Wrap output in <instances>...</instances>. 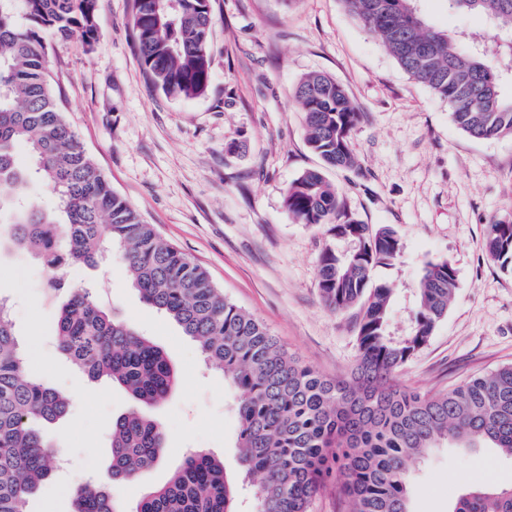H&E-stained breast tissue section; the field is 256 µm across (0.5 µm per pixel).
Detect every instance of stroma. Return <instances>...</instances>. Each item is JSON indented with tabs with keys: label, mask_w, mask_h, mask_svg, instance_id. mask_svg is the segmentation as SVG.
<instances>
[{
	"label": "stroma",
	"mask_w": 512,
	"mask_h": 512,
	"mask_svg": "<svg viewBox=\"0 0 512 512\" xmlns=\"http://www.w3.org/2000/svg\"><path fill=\"white\" fill-rule=\"evenodd\" d=\"M418 9L441 30L494 34L483 17L450 12L444 0H419ZM212 11L211 83L192 100L169 99L148 81L132 42V0H97L93 45L50 37L48 72L65 116L113 191L288 354L326 377L346 374L357 354L356 314L330 312L318 290L329 237L325 227L296 223L284 205L288 185L321 165L294 88L310 72L327 73L364 114L352 137L360 173L325 172L341 217L393 226L401 240L394 265L371 273L372 284L394 290V327L405 324L426 262L447 260L457 272L446 317L399 382L440 392L511 364L512 275L483 241L489 224L512 221V137L476 140L459 130L447 103L413 81L343 0H212ZM64 274L94 285L108 308L164 348L179 375L150 411L165 432L163 461L118 487L127 512L193 451L214 454L237 479V393L223 372L206 368L196 343L141 299L120 259ZM46 277L34 254L0 253V296L30 369L69 400L67 414L43 427L64 450L63 469L28 510L69 512L73 488L111 481L112 423L137 404L61 360L59 305L43 295ZM466 484L511 486L512 459L492 448L435 449L413 474L411 512H449Z\"/></svg>",
	"instance_id": "1"
}]
</instances>
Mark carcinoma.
Instances as JSON below:
<instances>
[{
  "mask_svg": "<svg viewBox=\"0 0 512 512\" xmlns=\"http://www.w3.org/2000/svg\"><path fill=\"white\" fill-rule=\"evenodd\" d=\"M376 34L397 64L448 103L452 122L472 138L512 137V95L501 84L512 71V0H448L457 13L485 16L500 41L480 32L453 37L430 26L417 0H343ZM97 0H0V250L34 253L49 276L43 292L62 299L57 350L89 380L110 381L148 408L177 381L165 352L99 300L94 288L59 275L56 256L95 267L116 252L144 302L195 341L206 365L232 379L241 482L254 487L256 512H310L328 488L351 512H410L408 486L417 462L436 448L483 444L512 458V364L473 376L443 392L400 385L397 375L427 344L458 287L447 260L426 263L412 288L406 329L392 330L393 289L368 287L377 266L401 253L393 227L336 222L339 191L319 170L289 184L285 205L299 224L324 225L331 237L318 265L319 293L334 313L361 312L357 357L348 375L328 378L282 350L255 318L224 298L207 273L161 242L113 190L66 122L48 80L46 34L97 39ZM211 0H134L132 32L154 86L173 99L207 92L211 81ZM306 141L325 165L359 170L352 135L362 113L336 80L321 72L297 83ZM26 148L30 162L18 161ZM40 181L54 208L23 203ZM343 242L342 250L336 243ZM485 251L512 274V222L489 226ZM67 402L30 373L8 302L0 298V512H27L37 485L59 457L36 427L66 414ZM112 482L80 485L71 512H127L114 496L158 466L161 425L131 412L110 435ZM237 486L224 462L186 456L133 512H238ZM449 512H512V486L463 490Z\"/></svg>",
  "mask_w": 512,
  "mask_h": 512,
  "instance_id": "obj_1",
  "label": "carcinoma"
}]
</instances>
